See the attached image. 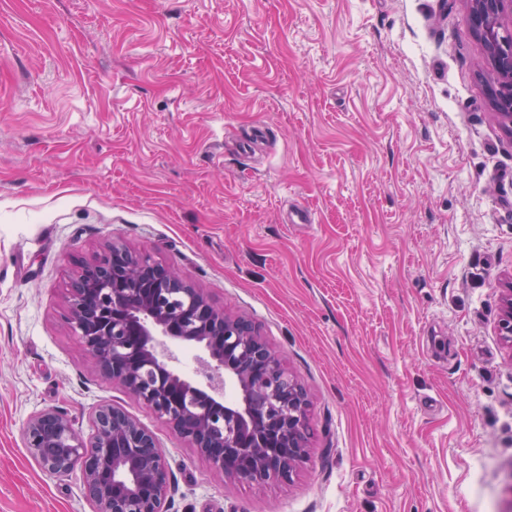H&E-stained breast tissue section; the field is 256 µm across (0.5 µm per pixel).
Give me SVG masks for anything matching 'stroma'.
I'll return each instance as SVG.
<instances>
[{"mask_svg":"<svg viewBox=\"0 0 512 512\" xmlns=\"http://www.w3.org/2000/svg\"><path fill=\"white\" fill-rule=\"evenodd\" d=\"M466 0H0V512H91L22 432L105 403L168 512H505L512 132ZM309 212L307 224L293 222ZM112 244L259 328L306 390L291 481L227 480L64 319ZM500 315L499 326L502 339L512 350V282L503 294Z\"/></svg>","mask_w":512,"mask_h":512,"instance_id":"stroma-1","label":"stroma"}]
</instances>
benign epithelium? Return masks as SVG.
I'll list each match as a JSON object with an SVG mask.
<instances>
[{
    "mask_svg": "<svg viewBox=\"0 0 512 512\" xmlns=\"http://www.w3.org/2000/svg\"><path fill=\"white\" fill-rule=\"evenodd\" d=\"M512 0H469L478 35L497 32ZM493 107L512 124V81ZM188 291L173 308L168 285ZM66 321L101 375L121 385L230 480L289 481L308 454V399L244 317H231L188 285L177 269L115 245L72 280ZM203 329L195 336L187 327ZM501 336L512 348V286L502 297ZM198 350V374L177 367L175 348ZM236 391L226 398L227 387ZM93 436L59 411H39L23 430L28 452L49 476L80 468L93 512H163L170 483L165 454L152 431L122 408L93 414Z\"/></svg>",
    "mask_w": 512,
    "mask_h": 512,
    "instance_id": "benign-epithelium-1",
    "label": "benign epithelium"
}]
</instances>
